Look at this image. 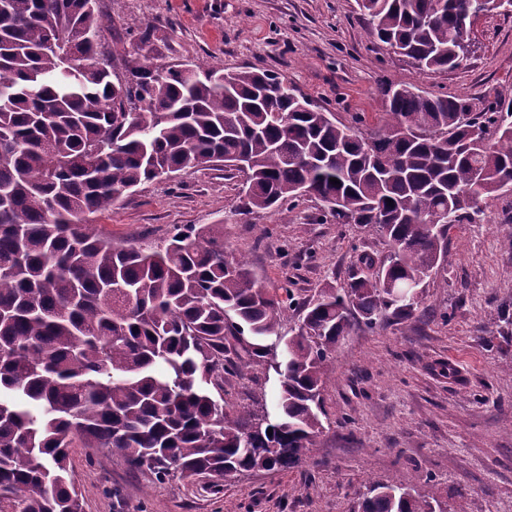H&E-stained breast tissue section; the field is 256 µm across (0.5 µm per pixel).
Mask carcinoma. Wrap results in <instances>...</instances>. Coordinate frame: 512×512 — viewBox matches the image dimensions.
Here are the masks:
<instances>
[{
	"label": "carcinoma",
	"instance_id": "obj_1",
	"mask_svg": "<svg viewBox=\"0 0 512 512\" xmlns=\"http://www.w3.org/2000/svg\"><path fill=\"white\" fill-rule=\"evenodd\" d=\"M357 4L374 37L429 72L461 66L458 30L482 10ZM101 24L97 0H0V512H82L72 448H109L158 482L298 466L324 428L322 390L352 319L412 318L450 231L512 193V86L480 110L390 87L384 126L362 137L270 71L147 65L114 80ZM236 161L240 214L308 188L337 223L379 228L388 254L306 298L258 285L217 224L145 248L90 219L157 169ZM410 283L419 295L398 298ZM290 311L300 324L286 336ZM249 369L274 378L272 407L224 400V379ZM358 512L448 504L376 484Z\"/></svg>",
	"mask_w": 512,
	"mask_h": 512
}]
</instances>
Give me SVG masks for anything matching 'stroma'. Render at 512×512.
Masks as SVG:
<instances>
[{
    "instance_id": "stroma-1",
    "label": "stroma",
    "mask_w": 512,
    "mask_h": 512,
    "mask_svg": "<svg viewBox=\"0 0 512 512\" xmlns=\"http://www.w3.org/2000/svg\"><path fill=\"white\" fill-rule=\"evenodd\" d=\"M99 43L112 73L139 65L218 63L278 73L298 94L369 129L384 123L383 90L412 83L475 104L512 87V14L474 23L462 66L425 72L373 38L356 0H99ZM245 177L188 167L138 186L99 215L113 241L164 244L179 226L222 225L227 252L244 255L263 287L303 295L365 275L361 254L384 258L375 229L325 219L307 196L244 216ZM473 224L451 230L444 276L430 280L414 319L354 327L336 349L322 394L328 423L298 467L247 472L210 489L155 481L111 451L75 448L70 473L83 512H357V492L397 482L436 496L448 512H512V346L498 313L512 314V195L488 198ZM454 364L455 377L444 375ZM273 383L252 371L226 379L225 398L255 407Z\"/></svg>"
}]
</instances>
